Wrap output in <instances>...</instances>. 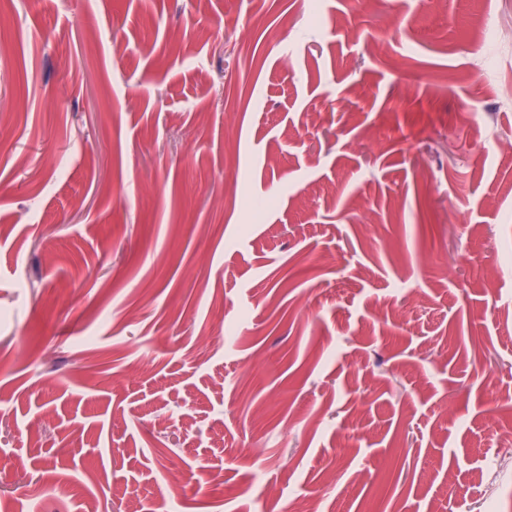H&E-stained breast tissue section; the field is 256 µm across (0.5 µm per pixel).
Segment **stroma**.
I'll return each mask as SVG.
<instances>
[{"instance_id": "obj_1", "label": "stroma", "mask_w": 512, "mask_h": 512, "mask_svg": "<svg viewBox=\"0 0 512 512\" xmlns=\"http://www.w3.org/2000/svg\"><path fill=\"white\" fill-rule=\"evenodd\" d=\"M502 31L0 0V512H512V152H471L512 139Z\"/></svg>"}]
</instances>
